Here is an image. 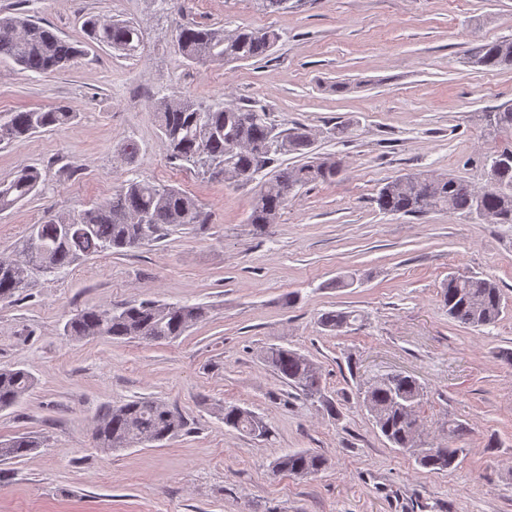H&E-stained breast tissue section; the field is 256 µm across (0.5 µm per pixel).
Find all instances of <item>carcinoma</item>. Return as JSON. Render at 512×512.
<instances>
[{
  "label": "carcinoma",
  "mask_w": 512,
  "mask_h": 512,
  "mask_svg": "<svg viewBox=\"0 0 512 512\" xmlns=\"http://www.w3.org/2000/svg\"><path fill=\"white\" fill-rule=\"evenodd\" d=\"M84 29L90 42L127 55L138 52L144 42L142 30L130 22L106 21L89 16ZM279 36L267 29L240 27L222 29L182 25L175 43L182 57L193 63L228 65L261 61L272 54ZM85 54L84 43L56 34L44 24L19 14L0 17V59L12 60L23 70L43 74L62 69ZM469 62L486 70L512 68V38L487 42L472 49ZM169 160L178 167L191 166L202 173L211 167L224 172V182L239 184L274 163V155L293 153L301 162L275 170L264 180L254 199L247 223L258 231L274 223L288 197L312 183H330L338 174L337 162L312 155L313 138L304 126L281 130L268 112L241 105L204 107L193 99L161 97L152 103ZM78 113L65 105L20 109L0 114V141L27 138L35 133L71 125ZM494 134L507 143L485 159L487 178L495 188L479 192L467 182L428 173H409L404 182L383 185L375 202L384 213L419 215L428 211L461 213L492 224H512V105H500L484 113ZM42 174L23 168L0 181V212L41 193ZM197 202L172 185L130 179L112 197L65 217H47L32 224L14 255L0 260V302H12L34 273L51 274L106 252L134 249L155 239L168 225L203 224ZM442 302L448 316L472 327H488L501 315V288L489 277H448L442 287ZM207 309L198 305L171 306L145 300L120 308H88L70 318L67 336L84 338H133L145 342L173 339L204 320ZM357 321L352 312H325L321 328L338 332ZM265 365L302 396L318 402L330 414L336 405L329 398L312 360L286 347H270ZM32 375L22 369L0 370V410L18 404L34 388ZM423 397L421 384L413 377L395 374L364 388L362 404L381 434L393 446L412 451L416 463L431 471L451 470L459 449L433 450L411 427ZM224 425L255 438L266 439L271 429L252 411L237 405L220 407ZM186 429L177 412L150 399H135L99 417L94 438L104 452L162 443ZM38 447L35 438L22 435L0 441V460L28 455ZM327 459L320 454L292 450L277 457L276 472L308 477L321 472Z\"/></svg>",
  "instance_id": "carcinoma-1"
}]
</instances>
